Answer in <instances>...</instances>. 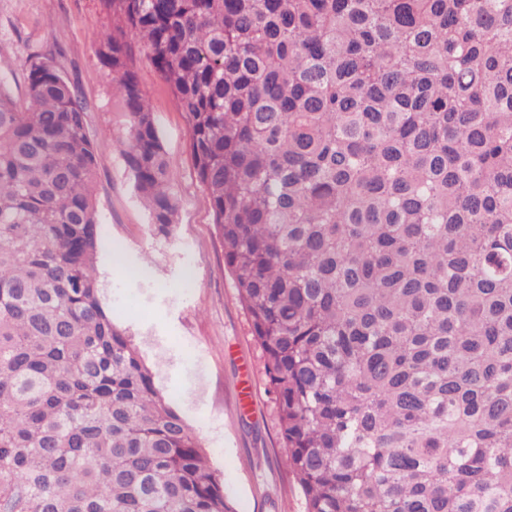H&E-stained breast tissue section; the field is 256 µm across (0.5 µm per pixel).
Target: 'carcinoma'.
<instances>
[{
    "mask_svg": "<svg viewBox=\"0 0 512 512\" xmlns=\"http://www.w3.org/2000/svg\"><path fill=\"white\" fill-rule=\"evenodd\" d=\"M152 232L177 201L134 71L188 122L306 512H512V0H101ZM0 84V512H235L100 295L87 106Z\"/></svg>",
    "mask_w": 512,
    "mask_h": 512,
    "instance_id": "obj_1",
    "label": "carcinoma"
}]
</instances>
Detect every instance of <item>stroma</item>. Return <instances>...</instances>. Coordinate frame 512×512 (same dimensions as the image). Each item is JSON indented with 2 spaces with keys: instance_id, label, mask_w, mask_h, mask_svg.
Listing matches in <instances>:
<instances>
[{
  "instance_id": "35a3bbf8",
  "label": "stroma",
  "mask_w": 512,
  "mask_h": 512,
  "mask_svg": "<svg viewBox=\"0 0 512 512\" xmlns=\"http://www.w3.org/2000/svg\"><path fill=\"white\" fill-rule=\"evenodd\" d=\"M110 25L100 0H0V81L24 101L26 72L51 53L87 102L103 234L99 272L114 323L132 334L154 381L207 451L236 512H305L284 465L274 395L262 353L224 267L210 200L189 152L186 118L140 40V87L150 101L179 201L174 232L156 238L126 164L122 104L98 55ZM251 398L238 399L241 378Z\"/></svg>"
}]
</instances>
